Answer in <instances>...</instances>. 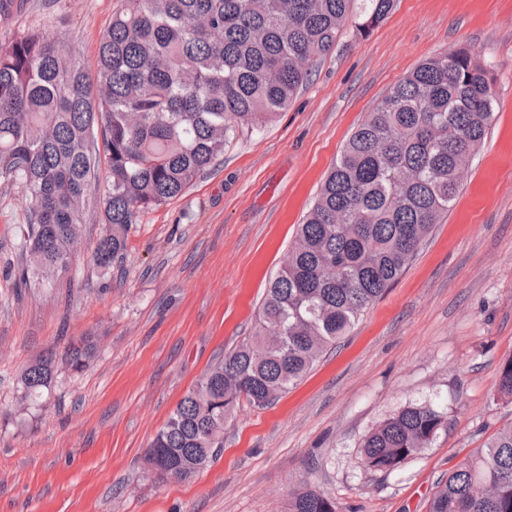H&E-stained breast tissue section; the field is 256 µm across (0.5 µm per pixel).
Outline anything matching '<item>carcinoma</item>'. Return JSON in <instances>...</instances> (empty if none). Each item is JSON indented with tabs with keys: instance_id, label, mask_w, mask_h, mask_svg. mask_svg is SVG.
Masks as SVG:
<instances>
[{
	"instance_id": "obj_1",
	"label": "carcinoma",
	"mask_w": 512,
	"mask_h": 512,
	"mask_svg": "<svg viewBox=\"0 0 512 512\" xmlns=\"http://www.w3.org/2000/svg\"><path fill=\"white\" fill-rule=\"evenodd\" d=\"M353 0H122L89 78L37 31L0 44V180L21 185L22 251L53 273L81 238L89 183L105 174L110 233L93 259L126 249L137 213L183 192L238 136L288 110L336 45ZM394 0H366L367 33ZM493 81L475 52L426 59L398 81L344 145L271 279L252 334L224 354L177 405L146 458L156 480H186L213 459L244 398L266 407L286 393L402 276L460 193L466 159L492 118ZM51 361L26 369V395L49 386ZM512 401V358L497 372ZM448 417L412 404L371 431L364 465L391 471L420 454ZM289 512H336L315 490ZM428 512H512V425L476 448L438 486Z\"/></svg>"
}]
</instances>
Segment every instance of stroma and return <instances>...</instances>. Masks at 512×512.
I'll return each instance as SVG.
<instances>
[{
	"mask_svg": "<svg viewBox=\"0 0 512 512\" xmlns=\"http://www.w3.org/2000/svg\"><path fill=\"white\" fill-rule=\"evenodd\" d=\"M120 4L24 0L0 10V41L39 31L92 74ZM463 45L490 70L495 101L455 206L288 393L240 402L215 459L187 481L149 479L151 441L252 330L348 136L424 59ZM105 194L90 185L67 268L21 286L28 197L0 183V512H288L302 487L336 512H428L437 483L512 425L496 387L512 357V0H396L365 36L347 21L288 110L181 196L140 211L123 255L100 268ZM84 339L92 354L72 369L64 353ZM49 351L50 387L23 399V372ZM412 403L446 413L448 428L402 467L367 470L365 436Z\"/></svg>",
	"mask_w": 512,
	"mask_h": 512,
	"instance_id": "1",
	"label": "stroma"
}]
</instances>
